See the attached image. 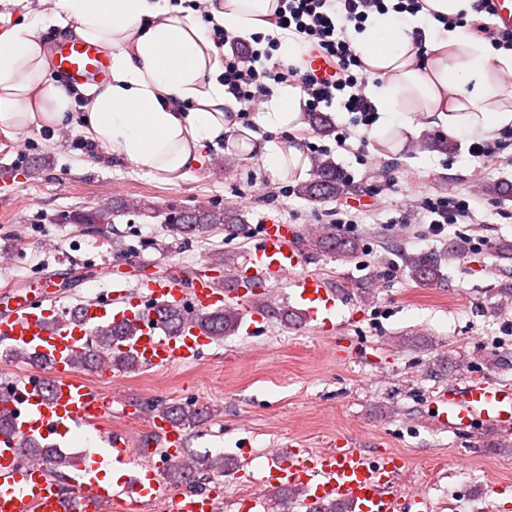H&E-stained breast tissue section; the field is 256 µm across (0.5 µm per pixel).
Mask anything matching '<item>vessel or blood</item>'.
Wrapping results in <instances>:
<instances>
[{
    "label": "vessel or blood",
    "instance_id": "1",
    "mask_svg": "<svg viewBox=\"0 0 512 512\" xmlns=\"http://www.w3.org/2000/svg\"><path fill=\"white\" fill-rule=\"evenodd\" d=\"M54 65L68 83L87 85L105 71L106 56L95 43H52ZM297 229L267 224L247 252L243 268L226 272L228 280L247 278L256 287L287 282L301 304L306 324L323 328L344 298L329 282L313 273H302L303 254L294 246ZM228 297L214 280L199 276L191 287L180 278L144 279L137 297H129L122 281L112 283L82 305L77 316L60 313L48 291L35 292L17 308L0 315V338L13 347L50 360L49 373L7 384L0 389V405L12 414L15 427L0 434V512H147L150 505L168 498V512H221L222 502L210 493L178 491L165 496L161 472L179 459L186 442L183 429L168 423L161 414L150 416L165 453L155 463L130 468V443L108 414L112 402L71 370L74 353L90 347L94 329L108 322H132L135 331L124 341L123 351L141 366L162 369L173 363L194 364L209 341L194 322L176 335L167 334L158 315L160 307L178 304L188 314L227 305ZM51 395H43L44 387ZM433 414L437 421L461 433H473L475 425L512 429V387L484 381L449 385L439 392ZM96 432L101 446L86 453L74 476L59 481L50 463L25 458L28 441L60 445L75 429ZM404 466L402 456L378 457L358 448H332L304 452L275 448L267 452L263 483L300 491L305 505L329 502L347 505L351 512H405L421 499L402 493L397 479ZM123 469L117 483L104 481L107 471Z\"/></svg>",
    "mask_w": 512,
    "mask_h": 512
}]
</instances>
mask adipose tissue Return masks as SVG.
Returning a JSON list of instances; mask_svg holds the SVG:
<instances>
[{
	"label": "adipose tissue",
	"instance_id": "ef3b65f1",
	"mask_svg": "<svg viewBox=\"0 0 512 512\" xmlns=\"http://www.w3.org/2000/svg\"><path fill=\"white\" fill-rule=\"evenodd\" d=\"M477 0H422L416 14L368 10L347 37L368 76L365 96L377 127L410 131L441 127L448 137L495 138L512 127V49L464 34ZM277 0H216L212 14L243 41L275 28ZM59 28L111 55L110 77L96 86L79 128L111 156L150 173L181 176L237 124L240 105L227 92L224 51L183 0H58L38 24L0 26V136L29 127L59 129L74 98L47 79L49 53L36 27ZM424 54H417V47Z\"/></svg>",
	"mask_w": 512,
	"mask_h": 512
}]
</instances>
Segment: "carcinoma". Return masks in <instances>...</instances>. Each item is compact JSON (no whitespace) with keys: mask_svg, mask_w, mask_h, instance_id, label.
I'll return each instance as SVG.
<instances>
[{"mask_svg":"<svg viewBox=\"0 0 512 512\" xmlns=\"http://www.w3.org/2000/svg\"><path fill=\"white\" fill-rule=\"evenodd\" d=\"M306 120L311 129L323 136L333 132L330 120L322 112L306 113ZM313 178L297 185V192L314 202H324L337 197L343 192V181L331 159H317L312 164ZM120 210L140 212L146 207L139 203L126 200L106 199L92 211L77 213L70 220L82 228H90L97 224H109L112 217ZM176 220L169 224V231L174 238L204 241L218 231L235 235L242 231L246 222L237 211L224 209L220 206L205 208H189L175 212ZM307 246L322 252L332 253L341 261H349L358 251L357 241L336 235L333 227L326 228L322 235L307 240ZM404 267L409 277L417 284L425 287L434 286L444 280L438 258L428 254H408L404 258ZM257 306L267 313L288 320V309L272 301L270 292L260 294ZM160 319L168 333L175 335L185 325L184 311L178 306H169L159 311ZM240 312L233 307L205 310L197 318V325L214 339L236 333L239 329ZM135 326L129 323H106L94 332V350L77 353L72 361V368H95L99 363L108 361L125 372H134L140 368L137 361L129 354L117 350V344L133 334ZM159 411L169 422L183 427L200 423L205 411L199 407L173 402L159 405ZM27 456L48 460L59 470L75 467L74 457L56 451L51 446L31 443L27 446ZM229 469V459L222 454L215 456L203 454L193 458L188 466L178 465L170 473L174 481L192 482L210 473H221Z\"/></svg>","mask_w":512,"mask_h":512,"instance_id":"cac0c4a2","label":"carcinoma"}]
</instances>
